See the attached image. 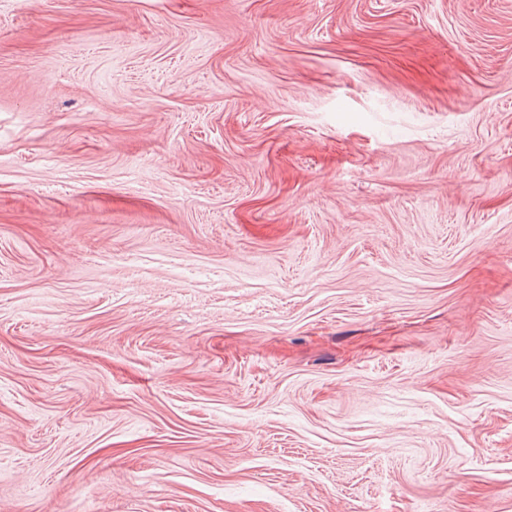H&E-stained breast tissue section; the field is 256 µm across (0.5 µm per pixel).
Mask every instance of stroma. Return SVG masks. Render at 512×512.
Returning <instances> with one entry per match:
<instances>
[{
    "mask_svg": "<svg viewBox=\"0 0 512 512\" xmlns=\"http://www.w3.org/2000/svg\"><path fill=\"white\" fill-rule=\"evenodd\" d=\"M0 512H512V0H0Z\"/></svg>",
    "mask_w": 512,
    "mask_h": 512,
    "instance_id": "35a3bbf8",
    "label": "stroma"
}]
</instances>
